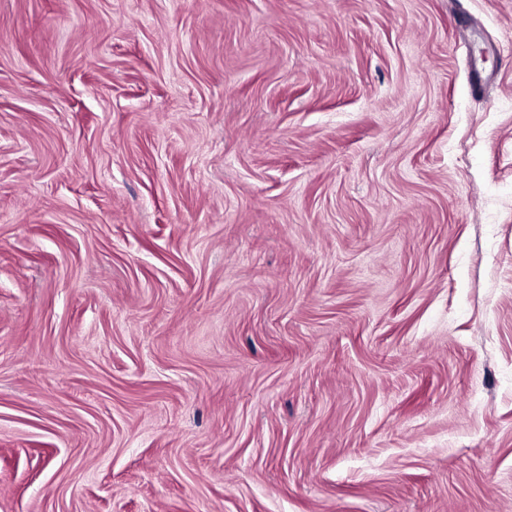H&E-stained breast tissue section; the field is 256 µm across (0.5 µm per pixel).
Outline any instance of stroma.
Wrapping results in <instances>:
<instances>
[{
  "label": "stroma",
  "instance_id": "1",
  "mask_svg": "<svg viewBox=\"0 0 512 512\" xmlns=\"http://www.w3.org/2000/svg\"><path fill=\"white\" fill-rule=\"evenodd\" d=\"M0 512H512V0H0Z\"/></svg>",
  "mask_w": 512,
  "mask_h": 512
}]
</instances>
